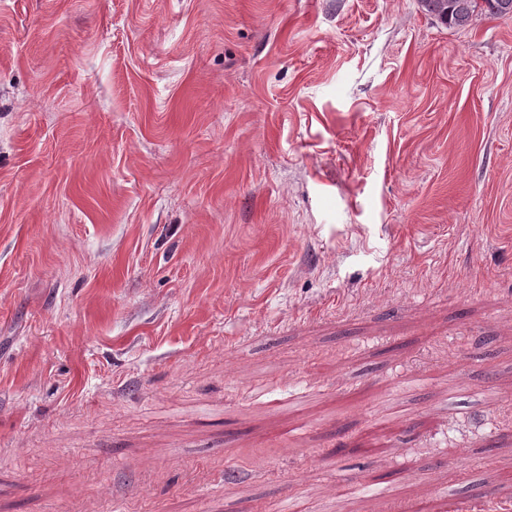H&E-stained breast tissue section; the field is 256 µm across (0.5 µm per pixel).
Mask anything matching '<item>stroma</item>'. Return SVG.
Here are the masks:
<instances>
[{
	"mask_svg": "<svg viewBox=\"0 0 512 512\" xmlns=\"http://www.w3.org/2000/svg\"><path fill=\"white\" fill-rule=\"evenodd\" d=\"M509 468L511 20L0 0V512H512Z\"/></svg>",
	"mask_w": 512,
	"mask_h": 512,
	"instance_id": "1",
	"label": "stroma"
}]
</instances>
